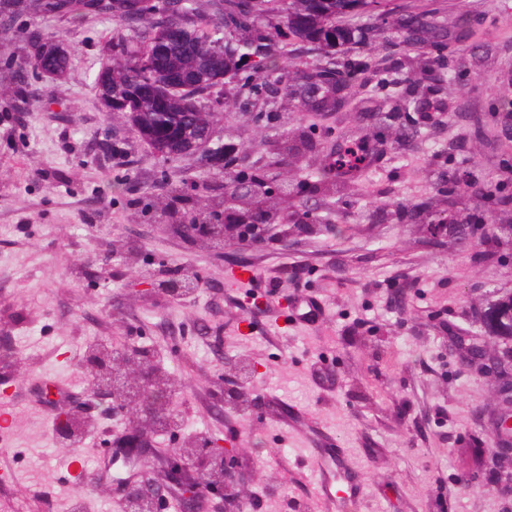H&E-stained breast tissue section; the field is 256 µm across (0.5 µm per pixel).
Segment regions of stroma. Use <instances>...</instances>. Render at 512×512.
Instances as JSON below:
<instances>
[{
	"label": "stroma",
	"instance_id": "stroma-1",
	"mask_svg": "<svg viewBox=\"0 0 512 512\" xmlns=\"http://www.w3.org/2000/svg\"><path fill=\"white\" fill-rule=\"evenodd\" d=\"M386 2L388 22L330 50L263 24L279 64L350 81L329 112L265 91L248 67L212 89V143L236 147L229 171L158 157L124 113L102 107L94 81L120 32L114 17L28 10L0 25V353L17 361L0 383L10 412L0 512H72L78 501L82 512H125L98 470L105 441L127 425L94 406L79 446L54 430L85 400L83 358L96 340L153 353L181 441L236 446L247 472L238 499L211 498L204 512H337L313 470L326 438L362 480L355 512H512L492 470L497 381L460 364L450 343L512 348L481 320L490 299L512 293V0ZM415 14L428 27L408 44L400 23ZM34 30L65 40L63 77L28 66ZM438 63L450 80H429ZM287 128L310 141L276 172L292 190L276 202L291 222L221 242L173 228L171 212L221 205L230 174L265 170ZM111 135L121 153L101 152ZM349 140L381 147L379 164L336 173ZM322 179L334 193L313 191ZM302 214L313 223L295 224ZM430 224H481L486 236L462 249L453 235L427 234ZM241 268L266 275L273 295L251 297L234 279ZM184 269L197 284L169 295L162 280ZM301 294L325 308L315 325L280 316ZM315 363L334 386L314 383ZM60 382L70 388L61 400ZM150 442L137 470H150L165 512H186L160 465L172 440L157 431ZM465 473L480 479L463 486Z\"/></svg>",
	"mask_w": 512,
	"mask_h": 512
}]
</instances>
